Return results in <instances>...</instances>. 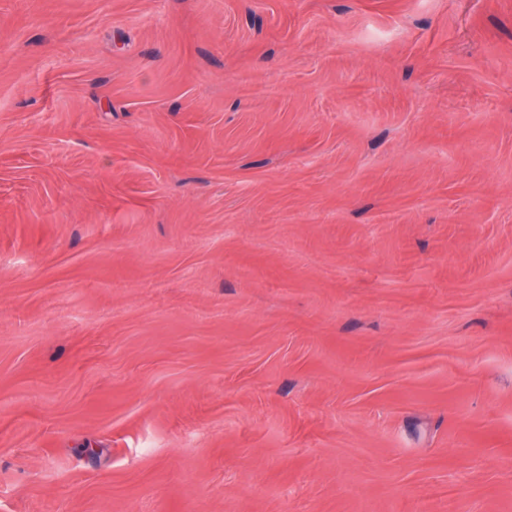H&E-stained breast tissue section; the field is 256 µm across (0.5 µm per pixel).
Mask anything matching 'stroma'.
Instances as JSON below:
<instances>
[{
	"label": "stroma",
	"instance_id": "1",
	"mask_svg": "<svg viewBox=\"0 0 512 512\" xmlns=\"http://www.w3.org/2000/svg\"><path fill=\"white\" fill-rule=\"evenodd\" d=\"M0 512H512V0H0Z\"/></svg>",
	"mask_w": 512,
	"mask_h": 512
}]
</instances>
